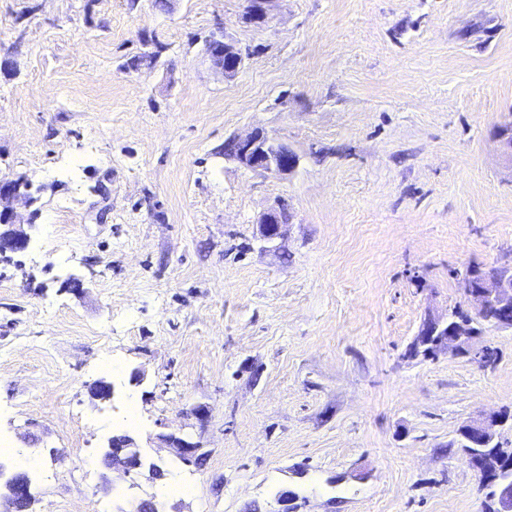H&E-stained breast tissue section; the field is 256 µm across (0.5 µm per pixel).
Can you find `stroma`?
<instances>
[{
    "mask_svg": "<svg viewBox=\"0 0 512 512\" xmlns=\"http://www.w3.org/2000/svg\"><path fill=\"white\" fill-rule=\"evenodd\" d=\"M244 7L0 0V176L35 198L0 262V438L41 466L35 512H248L283 487L299 512H484L458 429L512 409V329L486 328L487 367L406 351L464 306L457 271L512 264V0ZM258 129L294 171L225 159ZM125 429L186 492L103 467ZM205 53L213 69L225 78L235 76L243 64L242 50L223 33L207 39ZM289 223V212L279 205L264 213L257 224H259V233L262 240L272 243L281 239L282 227Z\"/></svg>",
    "mask_w": 512,
    "mask_h": 512,
    "instance_id": "obj_1",
    "label": "stroma"
}]
</instances>
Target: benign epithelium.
<instances>
[{
    "label": "benign epithelium",
    "mask_w": 512,
    "mask_h": 512,
    "mask_svg": "<svg viewBox=\"0 0 512 512\" xmlns=\"http://www.w3.org/2000/svg\"><path fill=\"white\" fill-rule=\"evenodd\" d=\"M244 18L253 24L268 21L272 4L276 0H245ZM206 56L213 69L231 78L243 64L242 50L224 34H213L207 39ZM502 154L512 161V122L502 126L498 133ZM224 157L254 172L285 175L298 165L297 154L288 145L262 130L250 135L234 137L224 143ZM21 197L15 180L0 177V224H17V216L9 203ZM289 223V213L278 206L264 213L258 221L262 240L272 243L282 237V227ZM29 239L21 232L9 230L0 233V254L24 251ZM460 283L467 300L476 304L474 313L454 319L427 316L409 346L411 356L434 357L441 352L483 359L487 346L481 343L483 328L491 324L496 328L512 329V268L469 267L459 273ZM512 415L501 412L486 419L465 422L458 431L462 448L471 463H476L475 449L487 456L489 466L479 472L481 490L489 502L488 512H512V448L503 447L499 440L501 429ZM169 448L188 461L196 457L197 445L174 435L162 438ZM103 462L111 470L126 475L137 473L143 458L135 439L123 435L109 440ZM13 494L0 499V512H25L23 504L28 497L29 478L26 469L17 467L10 475Z\"/></svg>",
    "instance_id": "7a95c632"
}]
</instances>
